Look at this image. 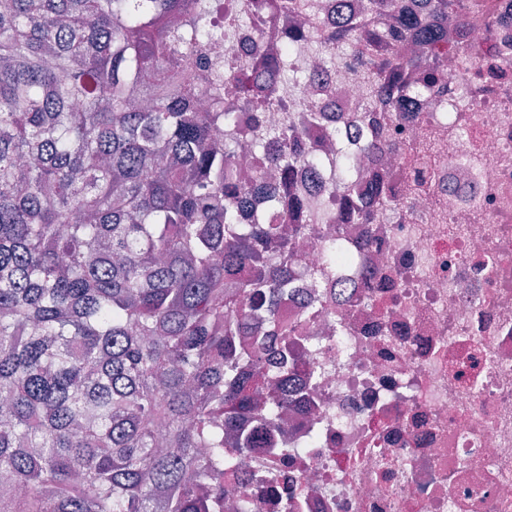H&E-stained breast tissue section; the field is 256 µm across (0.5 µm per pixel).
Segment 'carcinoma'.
Returning <instances> with one entry per match:
<instances>
[{"mask_svg":"<svg viewBox=\"0 0 512 512\" xmlns=\"http://www.w3.org/2000/svg\"><path fill=\"white\" fill-rule=\"evenodd\" d=\"M189 2L0 0V512H209L284 428L300 330L276 305L304 225L271 215L305 206L287 192L316 162L302 128L347 120L273 126L248 75H229L235 105L224 80L191 82ZM337 2L323 49L354 52L383 112L438 88L448 26L499 33L479 0ZM286 48L255 70L279 73ZM249 146L267 153L245 178ZM326 194L338 224L397 207L382 178L357 187L345 149ZM253 195L267 208L245 223ZM322 255L319 276H339L343 242Z\"/></svg>","mask_w":512,"mask_h":512,"instance_id":"carcinoma-1","label":"carcinoma"}]
</instances>
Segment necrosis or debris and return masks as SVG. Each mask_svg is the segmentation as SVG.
Masks as SVG:
<instances>
[{
	"instance_id": "necrosis-or-debris-1",
	"label": "necrosis or debris",
	"mask_w": 512,
	"mask_h": 512,
	"mask_svg": "<svg viewBox=\"0 0 512 512\" xmlns=\"http://www.w3.org/2000/svg\"><path fill=\"white\" fill-rule=\"evenodd\" d=\"M307 21L290 57L304 79L256 98L270 123L315 107L346 113L386 146L378 163L349 143L360 183L379 171L402 211H375L348 231L363 280L356 302L312 287L317 238L337 234L319 212L335 169L297 183L304 247L294 293L278 312L303 321L296 402L277 447L253 449L224 483L258 512H512V47L474 24L442 45L444 100L368 107L357 69L314 55L336 0H299ZM287 14L217 10L199 49L203 79L280 46ZM372 249H360L364 235Z\"/></svg>"
}]
</instances>
